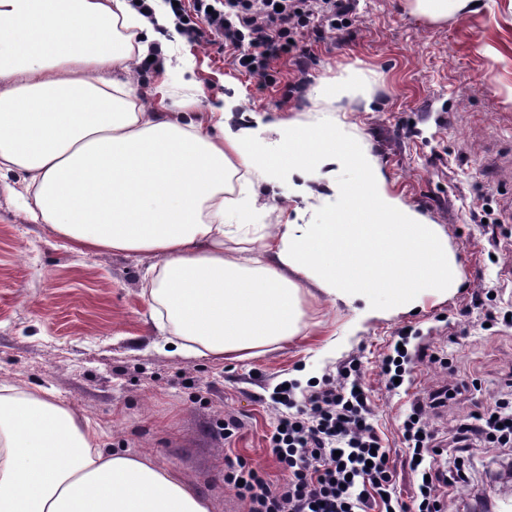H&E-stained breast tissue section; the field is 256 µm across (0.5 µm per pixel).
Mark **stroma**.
Returning a JSON list of instances; mask_svg holds the SVG:
<instances>
[{
    "instance_id": "obj_1",
    "label": "stroma",
    "mask_w": 512,
    "mask_h": 512,
    "mask_svg": "<svg viewBox=\"0 0 512 512\" xmlns=\"http://www.w3.org/2000/svg\"><path fill=\"white\" fill-rule=\"evenodd\" d=\"M174 69L138 75L147 103L194 96L208 112L234 99L233 121L351 125L376 158L388 190L448 238L458 286L426 297L417 312L359 322V304L304 297L301 332L245 360L185 356L152 326L142 297L151 256L81 252L33 223L0 173V382L46 388L99 424L107 450L150 454L191 478L210 512H246L224 483L232 446L270 480L282 473L267 437L282 383L312 382L358 366L371 422L389 448L396 488L412 502L401 423L416 396L457 378L466 385L434 418L449 432L505 393L512 378V0H479L475 11L430 19L414 0H359L349 27L312 43L303 84L282 60L275 87L237 71L217 44L161 32ZM359 83L365 93L334 99L327 88ZM267 220L308 224L324 212L257 184ZM503 292L486 297L488 286ZM418 355L399 392H388L382 360L401 335ZM448 359L453 372L440 368ZM243 427L225 443L222 426Z\"/></svg>"
}]
</instances>
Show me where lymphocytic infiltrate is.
Here are the masks:
<instances>
[{"label": "lymphocytic infiltrate", "instance_id": "f902f5d3", "mask_svg": "<svg viewBox=\"0 0 512 512\" xmlns=\"http://www.w3.org/2000/svg\"><path fill=\"white\" fill-rule=\"evenodd\" d=\"M352 10L353 0H192L172 12L184 37L223 44L233 65L268 87L279 79L282 58L304 68V37L322 38ZM279 393L288 412L269 445L286 479L271 484L241 457L224 460V482L247 512H447L449 491L468 482L462 469H439L440 444L428 420L429 411L453 398L454 387L416 397L402 423L418 487L410 507L395 492L389 451L368 420L367 396L350 370L300 399L286 384ZM453 441L472 449L512 444V403L496 399L461 424Z\"/></svg>", "mask_w": 512, "mask_h": 512}]
</instances>
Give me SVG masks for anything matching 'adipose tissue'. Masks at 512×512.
<instances>
[{
  "mask_svg": "<svg viewBox=\"0 0 512 512\" xmlns=\"http://www.w3.org/2000/svg\"><path fill=\"white\" fill-rule=\"evenodd\" d=\"M129 0H0V171L21 176L26 212L86 252L156 257L145 298L164 309L177 349L237 359L300 331L306 286L363 302L362 318L411 309L455 288L457 265L435 224L388 193L350 126L276 125L279 158L257 150L264 127L227 112L145 108L131 62L152 22ZM353 168L354 181L341 180ZM246 169L326 220L297 230L253 223ZM240 239L237 253L225 239ZM0 512H210L175 471L100 445L98 424L48 390L0 384Z\"/></svg>",
  "mask_w": 512,
  "mask_h": 512,
  "instance_id": "ef3b65f1",
  "label": "adipose tissue"
}]
</instances>
